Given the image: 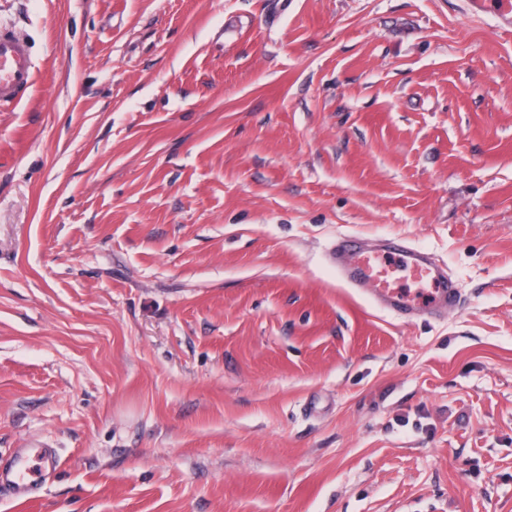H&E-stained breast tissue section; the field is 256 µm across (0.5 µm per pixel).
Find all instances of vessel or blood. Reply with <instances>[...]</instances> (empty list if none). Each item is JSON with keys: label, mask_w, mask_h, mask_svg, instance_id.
I'll return each mask as SVG.
<instances>
[{"label": "vessel or blood", "mask_w": 512, "mask_h": 512, "mask_svg": "<svg viewBox=\"0 0 512 512\" xmlns=\"http://www.w3.org/2000/svg\"><path fill=\"white\" fill-rule=\"evenodd\" d=\"M34 68L27 43L11 30L0 29V106L19 103L31 88ZM345 283L358 289L380 310L405 318L438 317L456 306L460 291L426 250L412 247L403 239L387 237L378 244L343 235L330 251ZM402 270L428 286L419 299L401 288L394 275ZM58 467L57 455L45 448H25L0 462V495L27 499L35 487Z\"/></svg>", "instance_id": "1"}]
</instances>
